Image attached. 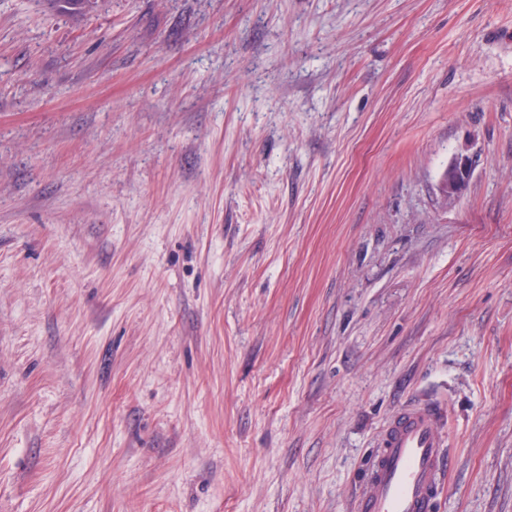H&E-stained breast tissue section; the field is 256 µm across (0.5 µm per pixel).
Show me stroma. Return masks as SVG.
<instances>
[{"label": "stroma", "instance_id": "35a3bbf8", "mask_svg": "<svg viewBox=\"0 0 512 512\" xmlns=\"http://www.w3.org/2000/svg\"><path fill=\"white\" fill-rule=\"evenodd\" d=\"M421 398L512 512V0H0V512H351ZM471 172L469 158L466 156H457L448 164L440 189L448 199L459 197L467 186Z\"/></svg>", "mask_w": 512, "mask_h": 512}]
</instances>
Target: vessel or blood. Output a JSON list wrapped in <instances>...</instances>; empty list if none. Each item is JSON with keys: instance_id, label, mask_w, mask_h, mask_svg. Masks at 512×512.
I'll use <instances>...</instances> for the list:
<instances>
[{"instance_id": "b4317fda", "label": "vessel or blood", "mask_w": 512, "mask_h": 512, "mask_svg": "<svg viewBox=\"0 0 512 512\" xmlns=\"http://www.w3.org/2000/svg\"><path fill=\"white\" fill-rule=\"evenodd\" d=\"M439 404L403 405L384 426L365 464L353 512H433L450 456Z\"/></svg>"}]
</instances>
